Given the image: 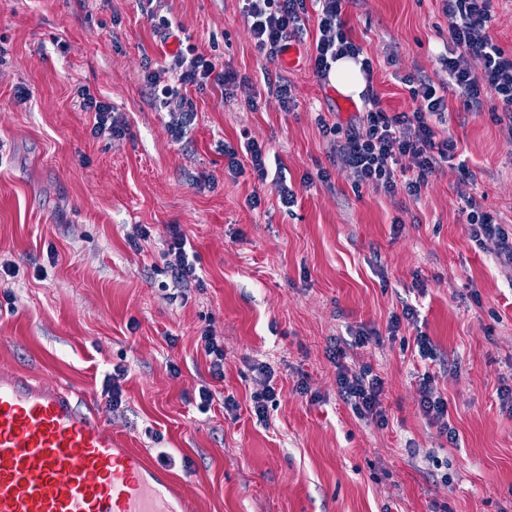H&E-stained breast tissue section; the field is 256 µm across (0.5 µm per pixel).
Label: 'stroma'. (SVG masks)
<instances>
[{"mask_svg":"<svg viewBox=\"0 0 512 512\" xmlns=\"http://www.w3.org/2000/svg\"><path fill=\"white\" fill-rule=\"evenodd\" d=\"M306 7L295 63L269 66L240 0H0V260L14 270L0 276L14 295L0 307V371L66 388L148 458L166 452L197 512H512V267L471 238L462 212L473 198L512 233V138L493 97L470 112L452 96L444 129L469 175L445 167L417 199L356 184L315 115L344 125L365 103L316 77L318 6ZM343 10L386 111L415 109L405 77L447 85L442 0ZM154 14L246 79L231 101L189 90L196 117L178 142L144 81L165 61ZM266 68L290 84L293 110L268 93ZM80 87L112 104L122 135L92 136ZM244 135L285 173L292 209L251 170L228 171L220 145ZM169 224L184 228L200 276L174 301L160 287ZM139 225L152 235L135 248ZM208 325L224 339L220 381L197 348ZM360 330L374 337L356 348ZM420 334L435 360L418 357ZM339 346L345 365L383 380L386 427L343 402ZM256 363L277 393L265 426L252 413ZM117 365L128 375L113 410L101 387ZM425 373L456 441L420 409Z\"/></svg>","mask_w":512,"mask_h":512,"instance_id":"35a3bbf8","label":"stroma"}]
</instances>
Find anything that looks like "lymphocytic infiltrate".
Masks as SVG:
<instances>
[{
	"instance_id": "f902f5d3",
	"label": "lymphocytic infiltrate",
	"mask_w": 512,
	"mask_h": 512,
	"mask_svg": "<svg viewBox=\"0 0 512 512\" xmlns=\"http://www.w3.org/2000/svg\"><path fill=\"white\" fill-rule=\"evenodd\" d=\"M344 0H318L320 14L313 70L327 79L333 62L340 56L358 58L364 73L373 70L364 58L361 46L350 37L343 18ZM242 14L247 21L254 45L268 64H276L291 42L303 41L306 33V0H242ZM450 48L440 63L448 74V94L463 99L469 109L482 105L483 96L495 98L501 106L508 134L512 135V55L489 38L492 23L491 0H446ZM152 98L168 109L169 129L174 140H181L188 118L195 112L188 89L214 87L233 98L239 83L238 74L220 66L215 59L199 53L190 43H179L169 55L162 72L146 76ZM409 92L419 105L410 112H386L376 93H368L365 111L357 113L347 125L329 122L317 115L316 122L329 137L332 152L350 169L357 183L370 184L388 194L398 192L418 197L428 180L443 164L451 162L458 147L451 137L439 134V126L448 109V94L420 78L410 82ZM80 107L93 117L91 133L115 137L125 125L113 113L111 103L92 95L88 89L78 91ZM466 222L480 246L512 265V237L496 223L493 215L480 211L468 202ZM165 268L172 287L197 279L196 266L186 251L187 235L179 224L165 227ZM337 385L343 401L363 418L385 425L387 417L381 406L384 382L367 368L340 367Z\"/></svg>"
}]
</instances>
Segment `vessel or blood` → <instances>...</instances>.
I'll return each mask as SVG.
<instances>
[{"mask_svg":"<svg viewBox=\"0 0 512 512\" xmlns=\"http://www.w3.org/2000/svg\"><path fill=\"white\" fill-rule=\"evenodd\" d=\"M163 467L69 393L0 372V512H186Z\"/></svg>","mask_w":512,"mask_h":512,"instance_id":"obj_1","label":"vessel or blood"}]
</instances>
